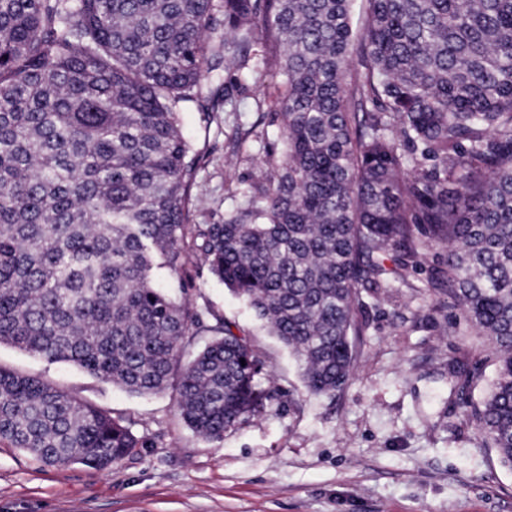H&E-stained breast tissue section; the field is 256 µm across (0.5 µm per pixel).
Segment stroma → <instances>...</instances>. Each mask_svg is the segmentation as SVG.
Listing matches in <instances>:
<instances>
[{
	"mask_svg": "<svg viewBox=\"0 0 512 512\" xmlns=\"http://www.w3.org/2000/svg\"><path fill=\"white\" fill-rule=\"evenodd\" d=\"M226 115H181L206 153L191 221H223L224 196L258 176V146L233 147ZM234 167L225 170V158ZM447 255L423 247L388 287L363 291L364 332L347 384L307 391L296 356L208 271L191 295L246 336L273 395L223 439L195 435L173 392L134 396L79 367L0 345V366L36 374L74 396L123 413L143 448L99 472L48 466L0 444V512H512V469L481 434L473 411L495 370L440 282Z\"/></svg>",
	"mask_w": 512,
	"mask_h": 512,
	"instance_id": "obj_1",
	"label": "stroma"
}]
</instances>
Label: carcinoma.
I'll return each mask as SVG.
<instances>
[{
    "mask_svg": "<svg viewBox=\"0 0 512 512\" xmlns=\"http://www.w3.org/2000/svg\"><path fill=\"white\" fill-rule=\"evenodd\" d=\"M350 2L0 0V345L134 395L170 389L185 424L221 440L270 392L246 337L190 298L191 271L247 302L330 395L389 248L443 245L442 284L495 349L475 418L512 469V0H369L355 39ZM269 65L282 90L256 136L261 178L224 221L191 224L202 155L179 114L210 110L200 80L219 69L237 111ZM0 442L99 471L143 447L123 414L2 366Z\"/></svg>",
    "mask_w": 512,
    "mask_h": 512,
    "instance_id": "1",
    "label": "carcinoma"
}]
</instances>
